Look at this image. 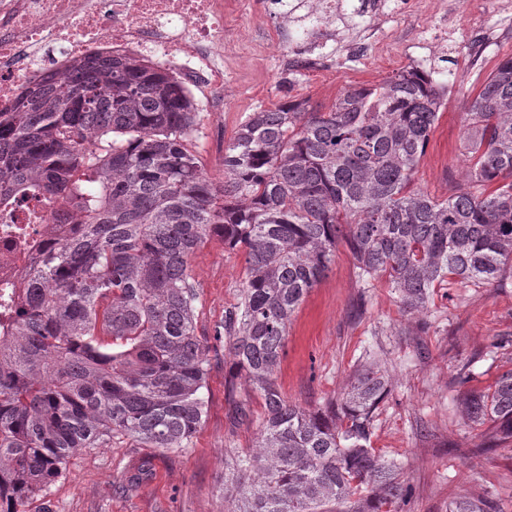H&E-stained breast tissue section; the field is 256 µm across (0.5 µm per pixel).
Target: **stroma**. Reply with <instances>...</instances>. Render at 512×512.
Segmentation results:
<instances>
[{"label":"stroma","mask_w":512,"mask_h":512,"mask_svg":"<svg viewBox=\"0 0 512 512\" xmlns=\"http://www.w3.org/2000/svg\"><path fill=\"white\" fill-rule=\"evenodd\" d=\"M438 0H417L412 14H392L383 27L366 31L355 56L337 52L322 71L280 73L281 46L272 23L259 17L253 0H229L224 17V110L202 114L189 141L203 170L218 175L223 149L249 112L277 105L284 95L324 110L351 86L383 83L422 64L449 79L445 106L416 169L414 183L446 199L464 183L461 112L496 63L512 56V40L488 41L475 67L463 66L466 45L441 50L436 43ZM198 293L196 334L209 347L208 411L189 447H143L127 437L73 455L47 495L26 512H224V479L234 465L230 451L252 447L260 401L244 382L227 391L224 341L217 333L246 279L242 251L216 239L191 259ZM378 364L393 385L379 404L370 446L394 462L413 488L404 512H450L458 497L512 512V440L486 447L491 424L466 422V390H485L512 369V277L492 288L454 282L437 287L427 315L403 311L386 279L359 281L354 259L339 246L326 277L305 297L288 328L277 373L282 393L316 409L339 396L354 371ZM471 372L467 385L459 377ZM248 401L253 420L235 421V402ZM149 475L138 487L129 478L139 467Z\"/></svg>","instance_id":"stroma-1"}]
</instances>
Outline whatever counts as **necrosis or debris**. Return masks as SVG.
Segmentation results:
<instances>
[{
    "instance_id": "necrosis-or-debris-1",
    "label": "necrosis or debris",
    "mask_w": 512,
    "mask_h": 512,
    "mask_svg": "<svg viewBox=\"0 0 512 512\" xmlns=\"http://www.w3.org/2000/svg\"><path fill=\"white\" fill-rule=\"evenodd\" d=\"M261 16L278 24L287 69L321 67L334 52L336 24L345 10L380 15L383 0H256ZM225 0H0V112L32 82L65 74L88 56L134 55L172 70L186 91L211 112L224 109ZM51 206L36 218L14 210L0 225V325L20 308L42 240L67 233L50 221Z\"/></svg>"
}]
</instances>
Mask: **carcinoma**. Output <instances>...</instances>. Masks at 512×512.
I'll return each instance as SVG.
<instances>
[{
    "instance_id": "1",
    "label": "carcinoma",
    "mask_w": 512,
    "mask_h": 512,
    "mask_svg": "<svg viewBox=\"0 0 512 512\" xmlns=\"http://www.w3.org/2000/svg\"><path fill=\"white\" fill-rule=\"evenodd\" d=\"M444 89L409 67L351 86L327 111L288 99L251 112L207 176L188 138L200 121L175 77L134 57L74 62L0 112V211L61 200L75 225L48 244L22 307L0 330V512L23 507L70 456L112 436L186 448L205 422L209 348L196 335L190 260L215 236L247 257L225 346L264 408L237 455L225 512H383L409 490L369 447L389 393L378 369L310 410L276 385L291 317L345 242L361 280L384 275L403 310L455 280L512 274V57L467 98L465 185L444 200L413 186ZM512 438V370L462 402Z\"/></svg>"
}]
</instances>
